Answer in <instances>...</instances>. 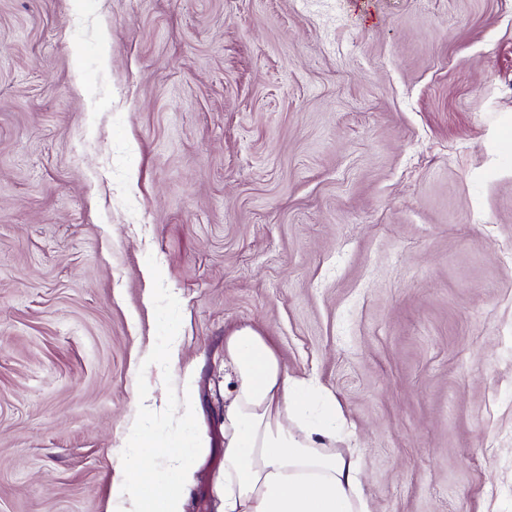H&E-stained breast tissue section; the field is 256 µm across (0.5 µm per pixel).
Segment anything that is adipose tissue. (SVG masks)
Segmentation results:
<instances>
[{
    "label": "adipose tissue",
    "mask_w": 512,
    "mask_h": 512,
    "mask_svg": "<svg viewBox=\"0 0 512 512\" xmlns=\"http://www.w3.org/2000/svg\"><path fill=\"white\" fill-rule=\"evenodd\" d=\"M224 367V512H373L355 460L334 448L344 416L332 393L291 376L249 328L225 337ZM171 445L173 487L114 486L129 512H182L186 451L195 440L181 431Z\"/></svg>",
    "instance_id": "ef3b65f1"
}]
</instances>
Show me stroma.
<instances>
[{
  "instance_id": "stroma-1",
  "label": "stroma",
  "mask_w": 512,
  "mask_h": 512,
  "mask_svg": "<svg viewBox=\"0 0 512 512\" xmlns=\"http://www.w3.org/2000/svg\"><path fill=\"white\" fill-rule=\"evenodd\" d=\"M369 2L0 0V512L172 481L187 386L224 512L245 327L375 512H512V0Z\"/></svg>"
}]
</instances>
